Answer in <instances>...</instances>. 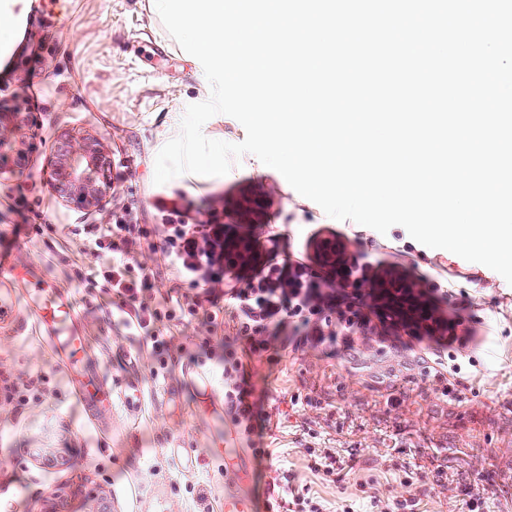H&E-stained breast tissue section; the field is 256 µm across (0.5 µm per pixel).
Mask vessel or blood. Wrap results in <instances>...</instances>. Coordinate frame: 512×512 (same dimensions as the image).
Returning <instances> with one entry per match:
<instances>
[{"mask_svg": "<svg viewBox=\"0 0 512 512\" xmlns=\"http://www.w3.org/2000/svg\"><path fill=\"white\" fill-rule=\"evenodd\" d=\"M28 294L37 301V323L45 329L49 339L63 351V365L86 414L94 419L112 412V389L102 381L83 376V357L86 353L85 338L73 326L76 302L70 297L54 296L42 280L29 282Z\"/></svg>", "mask_w": 512, "mask_h": 512, "instance_id": "1", "label": "vessel or blood"}]
</instances>
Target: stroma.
Here are the masks:
<instances>
[{
  "label": "stroma",
  "instance_id": "35a3bbf8",
  "mask_svg": "<svg viewBox=\"0 0 512 512\" xmlns=\"http://www.w3.org/2000/svg\"><path fill=\"white\" fill-rule=\"evenodd\" d=\"M148 0H36L22 38L0 61V239L16 242L13 261L31 267L78 300L79 329L88 337L85 370L112 387V432L103 435L76 405L66 372L36 334L21 286L9 301L14 321L0 323V499L9 512H222L224 484L213 451L249 455L252 492L268 508L267 483L288 470L310 487L327 512L351 504L371 512L369 495L416 497L419 512H468L482 492V512H512V285L497 272L412 239L396 225L387 233L329 219L302 205L276 170L234 162L224 179L177 177L154 182L155 158L174 113L204 101L207 80L185 59ZM97 140L109 162L114 194L82 210L49 185L65 138ZM264 205L254 228L257 250L280 238V255L319 264L318 244L342 243L349 256L384 261L400 282L463 336L449 346L447 378L455 395L420 363L430 341L406 348L355 341L329 356L322 349H285L279 365L249 362L259 415L277 428L249 441L228 438L223 407L202 400L192 379L209 373L216 396L224 378L206 363L203 341L235 335L238 319L225 307L207 325L174 320L171 341L155 357L143 338L112 317L102 289L80 282L72 261L76 224H108L132 211L135 223L162 224L158 202L176 205L199 224H222L237 203ZM52 224L28 238L15 224ZM169 360L164 383L152 367ZM398 405H389V398ZM270 448L271 460L251 457ZM340 450L335 480L309 469L307 447ZM178 448L196 452L182 467ZM414 485H403L407 472Z\"/></svg>",
  "mask_w": 512,
  "mask_h": 512
}]
</instances>
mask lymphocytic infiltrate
I'll return each instance as SVG.
<instances>
[{"mask_svg": "<svg viewBox=\"0 0 512 512\" xmlns=\"http://www.w3.org/2000/svg\"><path fill=\"white\" fill-rule=\"evenodd\" d=\"M156 239L167 254L169 268L190 283L204 282V295L169 293L156 303L147 301L146 294L155 283L131 257ZM82 252L94 262L77 271V278L112 293L113 317L132 335L149 339L153 349L167 344L158 329L163 320L202 313L212 321L223 300L239 312L236 339L242 349L224 352V402L233 424L250 435L262 433L264 427L257 422L252 391L242 377V360L274 350L276 333L290 321L306 328L295 341L299 347L338 340L348 345L358 334L372 333L381 341L402 332L412 340L421 337L419 328L404 330L398 324L371 319L368 286L381 273L380 265L371 262L337 260L335 280L330 283L306 262L280 260L273 250L252 274L228 278L229 259L224 254V227L220 224H192L183 217L175 223L147 227L121 220L92 224L84 230ZM293 481V474L283 471L270 482L280 512H324L322 501L309 487L294 486Z\"/></svg>", "mask_w": 512, "mask_h": 512, "instance_id": "lymphocytic-infiltrate-1", "label": "lymphocytic infiltrate"}]
</instances>
